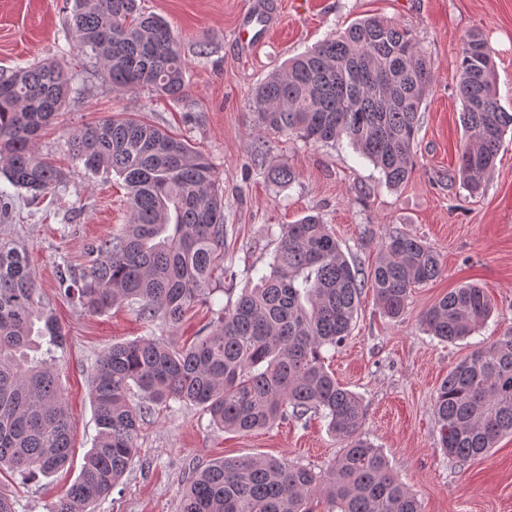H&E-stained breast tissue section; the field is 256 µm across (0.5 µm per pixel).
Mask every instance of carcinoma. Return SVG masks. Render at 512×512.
<instances>
[{
  "label": "carcinoma",
  "instance_id": "carcinoma-1",
  "mask_svg": "<svg viewBox=\"0 0 512 512\" xmlns=\"http://www.w3.org/2000/svg\"><path fill=\"white\" fill-rule=\"evenodd\" d=\"M74 47L101 63L117 93L147 89L187 99L186 62L161 18L136 0H75ZM491 48L478 30L459 49L458 91L464 148L458 171L472 195L482 192L512 113L497 102ZM434 67L412 33L382 18L352 23L289 59L253 92L258 125L312 144H349L390 187L415 168L419 111ZM68 67L54 59L0 74V175L36 199L65 180L39 153L41 131L72 99ZM76 161L111 171L127 188L129 220L87 247L85 271L59 268L68 298L101 313L116 304L149 322L177 325L198 302L214 305L211 287L224 267V194L211 160L190 142L143 116L83 126L70 139ZM270 178L289 185L285 162ZM439 254L426 241L392 233L368 273L352 265L330 225L317 215L282 226L280 242L257 283L235 302L211 310L194 344L144 338L114 343L100 355L91 394L98 434L77 480L48 512H95L138 453L141 425L157 405L190 403L222 430L248 433L288 417L318 415L342 443L325 471L275 458H220L198 468L180 512H421L383 452L363 434L361 399L341 386L324 351L356 321L365 286L385 315L405 312L412 288L439 278ZM487 292L450 291L423 315L427 332L453 343L491 313ZM64 332L40 301L24 252L0 240V472L48 477L69 461L70 424L50 358ZM433 410L444 454L463 465L512 434V331L475 349L436 390Z\"/></svg>",
  "mask_w": 512,
  "mask_h": 512
}]
</instances>
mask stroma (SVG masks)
Instances as JSON below:
<instances>
[{
  "label": "stroma",
  "instance_id": "stroma-1",
  "mask_svg": "<svg viewBox=\"0 0 512 512\" xmlns=\"http://www.w3.org/2000/svg\"><path fill=\"white\" fill-rule=\"evenodd\" d=\"M142 12L163 17L187 63L190 100L200 123H187L180 105L149 94H117L104 70L68 46L74 0H0V72L17 64L54 58L75 74L73 101L42 134L38 147L65 174V184L39 199L13 192L0 239L27 251L40 296L65 333L55 352L65 394L73 463L51 478L0 480L15 512H47L78 476L96 436L90 375L103 350L116 342L150 337L191 342L209 323L206 306L191 309L175 326L148 323L133 308L117 305L91 313L67 300L59 265L82 270L84 246L117 232L129 220L127 194L114 173H90L72 157L69 140L85 124L120 113L146 116L185 138L214 164L224 188L227 224L224 262L232 272L217 280L222 303L248 285L247 272L264 268L281 227L320 216L359 269L370 267L391 232L420 236L446 268L437 280L415 288L405 314H383L364 289L351 334L328 350L339 383L358 394L366 409L365 432L387 457L396 476L416 494L421 512H512V435L488 456L459 465L440 449L433 396L449 369L477 346L512 328V132L502 141L482 194L469 195L457 174L463 147L458 94V51L463 36L483 31L496 62L499 104L512 113V0H138ZM274 20L271 33L242 52L236 33L249 14ZM377 16L409 29L434 65L435 81L419 112L415 170L388 187L380 171L342 141L319 146L261 129L252 91L288 58L357 20ZM209 56L199 59V44ZM268 142L271 151L255 157ZM287 162L292 184L270 181L267 171ZM485 287L492 315L472 336L444 343L421 326L423 313L459 286ZM341 452L325 421L286 420L250 434L224 432L193 405L155 407L142 428L132 467L96 512H179L194 471L221 457H273L324 469Z\"/></svg>",
  "mask_w": 512,
  "mask_h": 512
}]
</instances>
